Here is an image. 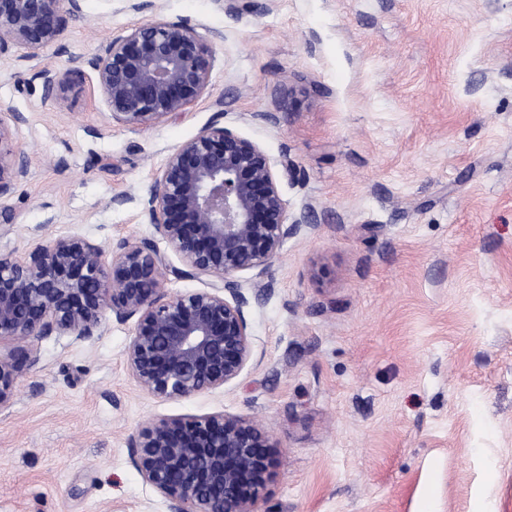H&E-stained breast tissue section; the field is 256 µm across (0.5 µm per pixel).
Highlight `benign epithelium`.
<instances>
[{"label":"benign epithelium","mask_w":512,"mask_h":512,"mask_svg":"<svg viewBox=\"0 0 512 512\" xmlns=\"http://www.w3.org/2000/svg\"><path fill=\"white\" fill-rule=\"evenodd\" d=\"M151 19L73 57L65 76L39 72L46 96L65 80L91 72L112 119L143 125L186 111L204 94L213 46L187 19L154 13V0H127ZM81 0H0V59L30 62L58 41ZM174 148L142 202L156 238L104 249L68 234L36 243L22 256H0V408L15 398L19 380L40 361L49 336L85 341L103 316L134 321L126 364L139 388L158 399H188L237 380L253 357L237 274L268 273L288 237L310 228L290 216L280 189L288 163H275L256 142L219 121ZM23 113L0 102V200L29 176L24 156L8 147ZM163 242L183 276L210 287L170 292L164 287ZM254 420L222 412L155 419L129 441V458L170 512H259L258 502L277 460Z\"/></svg>","instance_id":"1"}]
</instances>
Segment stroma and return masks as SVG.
<instances>
[{"label":"stroma","instance_id":"obj_1","mask_svg":"<svg viewBox=\"0 0 512 512\" xmlns=\"http://www.w3.org/2000/svg\"><path fill=\"white\" fill-rule=\"evenodd\" d=\"M156 2L214 48L187 111L118 123L90 74L45 97L39 71L145 22L125 0H82L38 59L0 61L30 167L0 254L153 237L140 198L218 115L288 162L282 195L311 228L267 275L239 273L266 291L225 388L148 396L125 362L134 325L108 316L88 341L43 339L0 408V512H169L129 439L215 412L275 447L260 512H512V0Z\"/></svg>","mask_w":512,"mask_h":512}]
</instances>
